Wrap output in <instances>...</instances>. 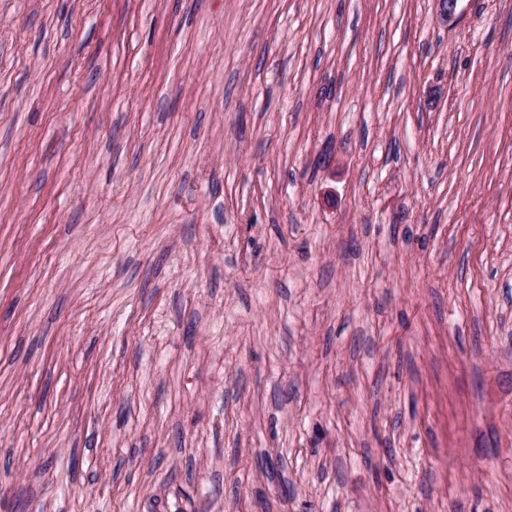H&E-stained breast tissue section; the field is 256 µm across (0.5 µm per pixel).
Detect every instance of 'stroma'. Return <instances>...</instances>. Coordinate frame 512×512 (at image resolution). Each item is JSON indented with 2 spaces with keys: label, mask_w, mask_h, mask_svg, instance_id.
I'll return each mask as SVG.
<instances>
[{
  "label": "stroma",
  "mask_w": 512,
  "mask_h": 512,
  "mask_svg": "<svg viewBox=\"0 0 512 512\" xmlns=\"http://www.w3.org/2000/svg\"><path fill=\"white\" fill-rule=\"evenodd\" d=\"M0 512H512V0H0Z\"/></svg>",
  "instance_id": "35a3bbf8"
}]
</instances>
